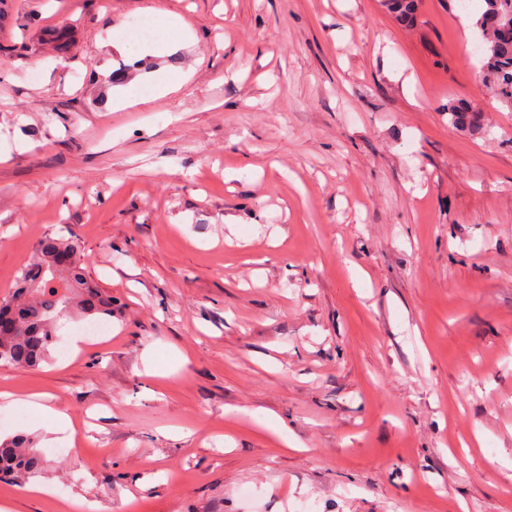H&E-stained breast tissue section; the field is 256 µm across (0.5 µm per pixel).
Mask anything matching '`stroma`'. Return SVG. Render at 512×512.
<instances>
[{"mask_svg":"<svg viewBox=\"0 0 512 512\" xmlns=\"http://www.w3.org/2000/svg\"><path fill=\"white\" fill-rule=\"evenodd\" d=\"M480 10L421 0L407 29L382 0H0V296L71 236L112 297L108 336L0 366V439L46 455L43 494L0 499L512 512V110L478 79ZM145 15L176 52L119 51L152 42ZM29 395L73 433L33 429ZM449 122L472 137H482L486 132L480 111L462 100H450L446 105Z\"/></svg>","mask_w":512,"mask_h":512,"instance_id":"stroma-1","label":"stroma"}]
</instances>
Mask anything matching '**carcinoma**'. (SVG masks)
Here are the masks:
<instances>
[{
	"label": "carcinoma",
	"mask_w": 512,
	"mask_h": 512,
	"mask_svg": "<svg viewBox=\"0 0 512 512\" xmlns=\"http://www.w3.org/2000/svg\"><path fill=\"white\" fill-rule=\"evenodd\" d=\"M405 27L419 18L420 0H383ZM478 76L500 106L512 109V0H483ZM449 122L472 137L486 132L481 113L462 100L446 105ZM87 257L73 239L44 237L20 270L19 287L0 300V365L27 370L48 358L58 321L76 309L84 316H112V297L88 277ZM43 453L34 441H0V478L24 483L38 475Z\"/></svg>",
	"instance_id": "carcinoma-1"
}]
</instances>
